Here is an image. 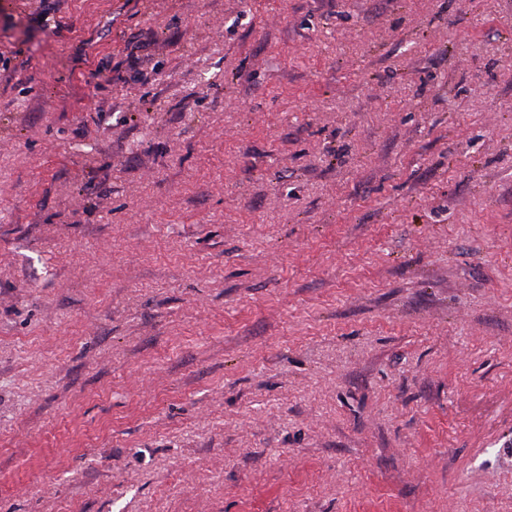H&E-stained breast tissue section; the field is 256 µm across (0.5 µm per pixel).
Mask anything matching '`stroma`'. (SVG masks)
<instances>
[{"mask_svg":"<svg viewBox=\"0 0 512 512\" xmlns=\"http://www.w3.org/2000/svg\"><path fill=\"white\" fill-rule=\"evenodd\" d=\"M0 512H512V0H0Z\"/></svg>","mask_w":512,"mask_h":512,"instance_id":"35a3bbf8","label":"stroma"}]
</instances>
